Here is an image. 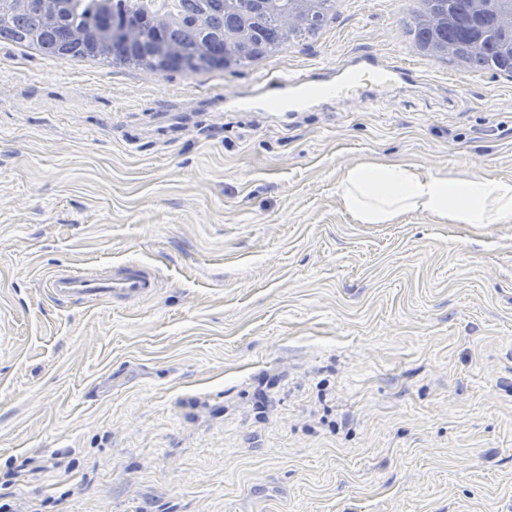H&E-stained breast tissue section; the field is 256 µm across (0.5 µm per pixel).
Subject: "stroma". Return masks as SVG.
<instances>
[{
  "mask_svg": "<svg viewBox=\"0 0 512 512\" xmlns=\"http://www.w3.org/2000/svg\"><path fill=\"white\" fill-rule=\"evenodd\" d=\"M414 0H338L250 67L155 74L0 42V505L512 512V224H357L346 167L512 177V77L421 55ZM357 55L375 102L240 112ZM152 266L149 298H50ZM326 75V73L322 72H315L313 74L298 72L280 75L265 74L255 82L257 88L252 89L248 94L240 98L237 103V109L240 110V107H245L246 111L252 104L255 93L259 91L267 94L262 102L268 108L272 102L299 107V104L304 102L302 95L311 88L320 87L331 90L330 80L326 78ZM288 92L292 94L291 99L290 97L288 98ZM50 296L59 302L80 301L97 305L111 300L135 301L152 296L158 288L154 272L128 262L112 273L66 270L46 282Z\"/></svg>",
  "mask_w": 512,
  "mask_h": 512,
  "instance_id": "1",
  "label": "stroma"
}]
</instances>
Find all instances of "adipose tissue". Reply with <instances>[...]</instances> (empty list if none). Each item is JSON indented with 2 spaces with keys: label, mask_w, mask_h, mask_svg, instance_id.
I'll use <instances>...</instances> for the list:
<instances>
[{
  "label": "adipose tissue",
  "mask_w": 512,
  "mask_h": 512,
  "mask_svg": "<svg viewBox=\"0 0 512 512\" xmlns=\"http://www.w3.org/2000/svg\"><path fill=\"white\" fill-rule=\"evenodd\" d=\"M336 195L358 224H392L424 213L444 224H512V179L440 172L394 160L345 170Z\"/></svg>",
  "instance_id": "obj_1"
}]
</instances>
